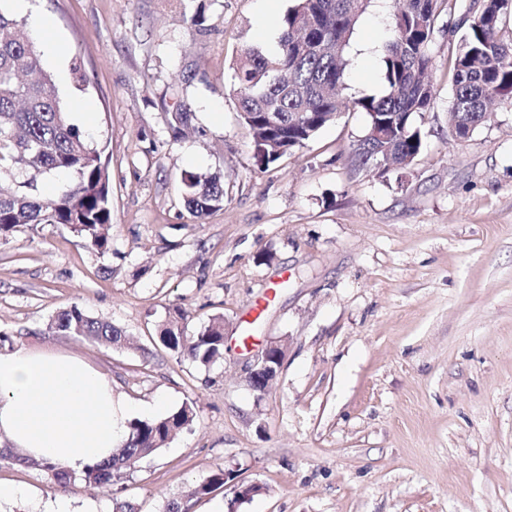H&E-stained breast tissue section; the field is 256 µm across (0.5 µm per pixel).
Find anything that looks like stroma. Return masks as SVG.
Segmentation results:
<instances>
[{
  "label": "stroma",
  "instance_id": "obj_1",
  "mask_svg": "<svg viewBox=\"0 0 512 512\" xmlns=\"http://www.w3.org/2000/svg\"><path fill=\"white\" fill-rule=\"evenodd\" d=\"M291 3L30 0L61 42L44 66L108 161L112 230L104 253L66 224L0 239V332L79 356L133 418L186 403L195 418L110 490L0 460V481L25 491L0 512H44L63 496L163 512L220 468L234 483L190 512H512V102L468 139L448 129L449 33L480 2L441 12L434 99L414 120L423 148L384 174L355 160L369 118L351 102L384 89L395 0H370L358 20L336 120L257 168L233 67L259 45V16L280 24ZM188 171L223 176L222 210L188 214ZM273 283L254 347L240 349L243 316ZM73 305L133 348L50 330ZM178 307L190 336L223 316V359L202 366L157 343ZM271 339L287 350L262 394L248 376ZM238 481L261 491L235 501Z\"/></svg>",
  "mask_w": 512,
  "mask_h": 512
}]
</instances>
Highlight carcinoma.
I'll list each match as a JSON object with an SVG mask.
<instances>
[{"mask_svg":"<svg viewBox=\"0 0 512 512\" xmlns=\"http://www.w3.org/2000/svg\"><path fill=\"white\" fill-rule=\"evenodd\" d=\"M446 0H405L394 13L384 47L385 91L363 96L353 107L369 116L355 154L359 164L383 172L411 165L422 149L414 118L433 100L429 44ZM368 0H294L281 20L278 52L245 48L234 68V90L241 121L253 136L254 158L267 169L315 139L336 119L337 98L345 86L344 53ZM512 17V0H483L468 21L451 57L450 126L461 137L484 124L497 99L512 97V38L501 34ZM24 20L0 9V236L25 224H68L95 250L109 249L112 227L110 180L100 152L72 121L65 102L44 68L40 54L24 39ZM277 112L281 125L267 132L264 113ZM383 124L386 139L372 137ZM66 173L69 184L54 198L44 196V179ZM184 204L201 219L224 208V180L218 175L187 172ZM184 312L161 329L158 340L169 352L207 365L224 355V317L210 319L196 336L185 335ZM50 328L68 336L91 337L113 346L125 342L111 322L78 306L58 311ZM193 409L183 405L153 420L129 421L125 442L112 457L88 466L82 475L46 460L9 453L6 458L52 475L59 483L78 479L93 488H109L134 470L141 459L164 447L188 427ZM230 478L223 469L197 484L185 498L209 494Z\"/></svg>","mask_w":512,"mask_h":512,"instance_id":"cac0c4a2","label":"carcinoma"}]
</instances>
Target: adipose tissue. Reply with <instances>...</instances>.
Here are the masks:
<instances>
[{
    "instance_id": "obj_1",
    "label": "adipose tissue",
    "mask_w": 512,
    "mask_h": 512,
    "mask_svg": "<svg viewBox=\"0 0 512 512\" xmlns=\"http://www.w3.org/2000/svg\"><path fill=\"white\" fill-rule=\"evenodd\" d=\"M127 410L111 379L75 355L0 349V446L79 473L127 439Z\"/></svg>"
}]
</instances>
